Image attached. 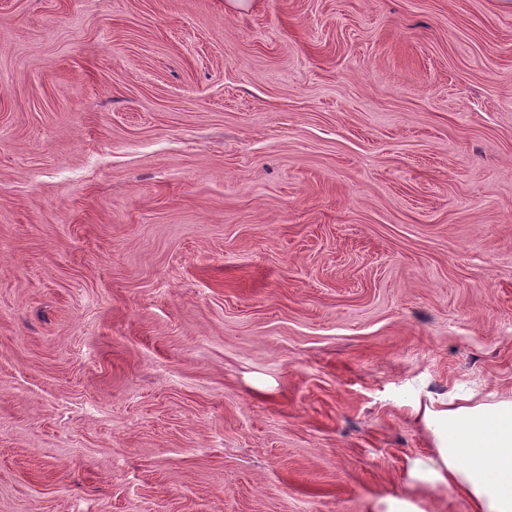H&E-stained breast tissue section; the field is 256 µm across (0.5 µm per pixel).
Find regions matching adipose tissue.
<instances>
[{
  "label": "adipose tissue",
  "mask_w": 512,
  "mask_h": 512,
  "mask_svg": "<svg viewBox=\"0 0 512 512\" xmlns=\"http://www.w3.org/2000/svg\"><path fill=\"white\" fill-rule=\"evenodd\" d=\"M423 418L434 426L437 481L466 497L473 512H512V397L453 407L433 401Z\"/></svg>",
  "instance_id": "obj_1"
}]
</instances>
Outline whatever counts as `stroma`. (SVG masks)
Returning a JSON list of instances; mask_svg holds the SVG:
<instances>
[{
  "label": "stroma",
  "instance_id": "stroma-1",
  "mask_svg": "<svg viewBox=\"0 0 512 512\" xmlns=\"http://www.w3.org/2000/svg\"><path fill=\"white\" fill-rule=\"evenodd\" d=\"M225 2L0 0V512H471L512 8Z\"/></svg>",
  "mask_w": 512,
  "mask_h": 512
}]
</instances>
